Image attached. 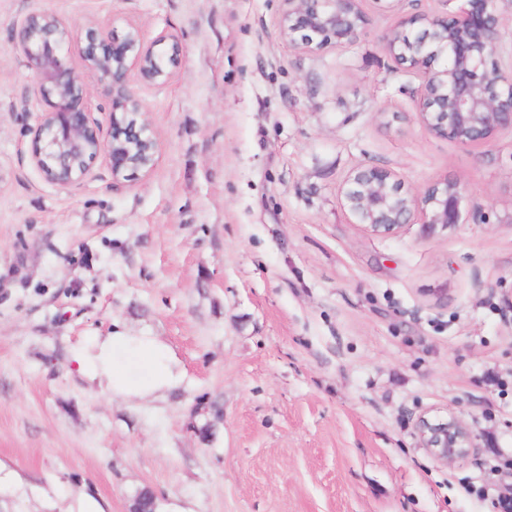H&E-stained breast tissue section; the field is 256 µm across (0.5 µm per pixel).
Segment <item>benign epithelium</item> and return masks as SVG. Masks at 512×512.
Listing matches in <instances>:
<instances>
[{
    "label": "benign epithelium",
    "mask_w": 512,
    "mask_h": 512,
    "mask_svg": "<svg viewBox=\"0 0 512 512\" xmlns=\"http://www.w3.org/2000/svg\"><path fill=\"white\" fill-rule=\"evenodd\" d=\"M363 2L284 0L279 34L303 53L349 45L368 24ZM502 28L498 0H466L456 16L411 14L391 29L386 48L398 64L419 74L415 119L429 133L475 146L512 130V65L503 69L487 64L498 51ZM78 40L84 43L83 68L111 96L107 132L88 112L90 89L70 63ZM167 41L169 52L154 51ZM12 51L30 72L34 94L46 105L29 129L31 161L46 181L79 183L101 156L117 182L155 169L159 141L132 82L170 81L180 57L177 36L161 34L149 42L132 22L119 35L112 26L77 29L56 14L30 12L16 26ZM127 142L149 147L150 156L134 158L123 148ZM341 194L349 222L375 236L392 235L416 220L432 229L458 224L462 218L458 185L446 179L411 194L392 170L361 166L347 177ZM416 436L441 465L463 459L475 448L472 429L454 414L420 415Z\"/></svg>",
    "instance_id": "7a95c632"
}]
</instances>
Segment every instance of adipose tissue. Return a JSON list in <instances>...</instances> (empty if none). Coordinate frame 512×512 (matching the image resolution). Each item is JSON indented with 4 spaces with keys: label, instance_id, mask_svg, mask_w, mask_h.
Instances as JSON below:
<instances>
[{
    "label": "adipose tissue",
    "instance_id": "ef3b65f1",
    "mask_svg": "<svg viewBox=\"0 0 512 512\" xmlns=\"http://www.w3.org/2000/svg\"><path fill=\"white\" fill-rule=\"evenodd\" d=\"M74 360L90 382L121 399L170 393L183 378L169 348L147 334L114 331L76 350Z\"/></svg>",
    "mask_w": 512,
    "mask_h": 512
}]
</instances>
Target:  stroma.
I'll return each mask as SVG.
<instances>
[{"label": "stroma", "mask_w": 512, "mask_h": 512, "mask_svg": "<svg viewBox=\"0 0 512 512\" xmlns=\"http://www.w3.org/2000/svg\"><path fill=\"white\" fill-rule=\"evenodd\" d=\"M352 44L306 54L282 0H0V512H103L151 490L158 512H497L512 487V131L484 146L413 118L418 77L384 37L460 0H364ZM147 39L178 35L165 85H140L155 169L97 159L47 182L44 108L11 48L26 14ZM417 193L448 179L461 223L378 237L349 223L361 166ZM448 291L439 302L435 291ZM160 338L181 387L112 398L73 360L114 326ZM455 413L475 448L437 464L421 414Z\"/></svg>", "instance_id": "obj_1"}]
</instances>
